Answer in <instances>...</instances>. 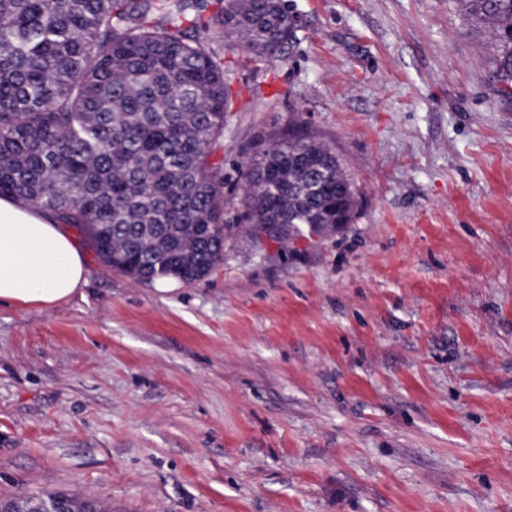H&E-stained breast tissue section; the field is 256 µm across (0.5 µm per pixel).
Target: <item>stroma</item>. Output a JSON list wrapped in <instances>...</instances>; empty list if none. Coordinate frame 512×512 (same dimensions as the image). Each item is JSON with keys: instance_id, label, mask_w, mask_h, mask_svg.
<instances>
[{"instance_id": "35a3bbf8", "label": "stroma", "mask_w": 512, "mask_h": 512, "mask_svg": "<svg viewBox=\"0 0 512 512\" xmlns=\"http://www.w3.org/2000/svg\"><path fill=\"white\" fill-rule=\"evenodd\" d=\"M220 50L224 261L0 307V497L105 512H512V93L460 0H292ZM302 124L352 223L256 249L240 165Z\"/></svg>"}]
</instances>
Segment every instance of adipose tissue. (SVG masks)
<instances>
[{
    "label": "adipose tissue",
    "instance_id": "ef3b65f1",
    "mask_svg": "<svg viewBox=\"0 0 512 512\" xmlns=\"http://www.w3.org/2000/svg\"><path fill=\"white\" fill-rule=\"evenodd\" d=\"M84 280L76 241L48 213L0 197V305L51 306Z\"/></svg>",
    "mask_w": 512,
    "mask_h": 512
}]
</instances>
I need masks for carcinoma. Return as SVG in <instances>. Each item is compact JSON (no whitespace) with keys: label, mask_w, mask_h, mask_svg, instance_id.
Wrapping results in <instances>:
<instances>
[{"label":"carcinoma","mask_w":512,"mask_h":512,"mask_svg":"<svg viewBox=\"0 0 512 512\" xmlns=\"http://www.w3.org/2000/svg\"><path fill=\"white\" fill-rule=\"evenodd\" d=\"M505 49L512 0H460ZM288 0H0V196L52 214L132 280L193 283L224 261V122L231 92L211 47L257 56L298 40ZM243 232L288 251L303 225L352 222L351 183L299 126L242 167ZM295 225L287 237L265 224Z\"/></svg>","instance_id":"obj_1"}]
</instances>
